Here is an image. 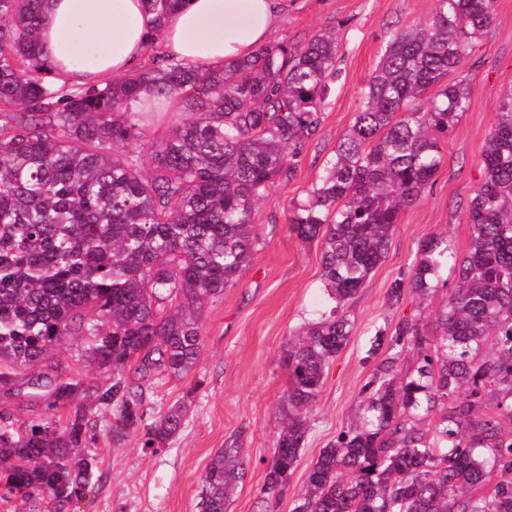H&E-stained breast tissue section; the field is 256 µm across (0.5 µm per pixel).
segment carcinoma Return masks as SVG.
Listing matches in <instances>:
<instances>
[{
    "instance_id": "carcinoma-1",
    "label": "carcinoma",
    "mask_w": 512,
    "mask_h": 512,
    "mask_svg": "<svg viewBox=\"0 0 512 512\" xmlns=\"http://www.w3.org/2000/svg\"><path fill=\"white\" fill-rule=\"evenodd\" d=\"M148 3L161 19L183 0ZM43 4L0 0V390L46 403L23 420L0 411V473L5 493L64 512L101 481L84 454L98 411H112L116 438L144 430L154 453L181 429V405L147 422V391L157 375L197 365L198 312L253 259L255 204L318 130L337 48L327 34L301 48L272 40L221 70L168 59L67 92L45 77ZM494 7L436 0L426 22L390 39L353 124L290 218L299 239L322 242L334 306L282 357L288 399L266 469L271 498L298 460L326 368L352 335L344 305L386 258L401 213L443 163L440 139L470 107L465 71ZM148 85L178 95L186 119L154 142L144 174L127 102ZM481 168L466 204L469 249L451 265L437 339L416 320L396 325L359 424L320 452L292 512H512V91ZM451 258L441 239L423 241L412 279L394 281L391 298L429 293ZM72 339L109 382L67 373L59 348ZM404 348L418 365L400 379ZM18 366L29 374L17 377ZM59 407L69 408L62 423L48 414ZM436 410L434 430L417 426V413ZM244 476L240 449H220L202 476L199 512H225Z\"/></svg>"
}]
</instances>
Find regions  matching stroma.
Returning a JSON list of instances; mask_svg holds the SVG:
<instances>
[{"label":"stroma","instance_id":"stroma-1","mask_svg":"<svg viewBox=\"0 0 512 512\" xmlns=\"http://www.w3.org/2000/svg\"><path fill=\"white\" fill-rule=\"evenodd\" d=\"M435 5V0H288L274 39L300 47L318 32L336 34V79L322 106L321 125L292 160L290 179L274 183L257 203L255 259L232 287L203 308L196 368L153 384L151 419L182 401L188 407L183 428L154 454L143 448L138 430L113 441L112 416L104 414L89 448L103 478L92 496L70 512H198L201 476L212 455L229 445L240 448L249 470L226 512H263L261 488L288 390L282 352L293 332L332 307L320 280L321 245L300 240L289 219L351 126L387 42L398 31L424 23ZM471 61L470 108L441 142L444 162L432 187L401 213L385 261L344 307L354 323L352 336L325 372L307 415L298 461L270 512H291L322 448L354 423L363 390L388 355L384 347L372 350L376 331L392 334L406 317L434 324L446 299L445 286L424 296L408 291L397 302L389 296L395 279L410 278L422 242L440 235L456 254L468 250L471 226L460 203L482 180L485 143L502 97L512 90V0H496L491 30L476 43Z\"/></svg>","mask_w":512,"mask_h":512}]
</instances>
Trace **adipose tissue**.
Here are the masks:
<instances>
[{
  "instance_id": "adipose-tissue-1",
  "label": "adipose tissue",
  "mask_w": 512,
  "mask_h": 512,
  "mask_svg": "<svg viewBox=\"0 0 512 512\" xmlns=\"http://www.w3.org/2000/svg\"><path fill=\"white\" fill-rule=\"evenodd\" d=\"M287 8L288 0H186L160 19L147 0H46L41 41L56 85L101 88L135 69L156 33L168 57L193 67L247 58Z\"/></svg>"
}]
</instances>
